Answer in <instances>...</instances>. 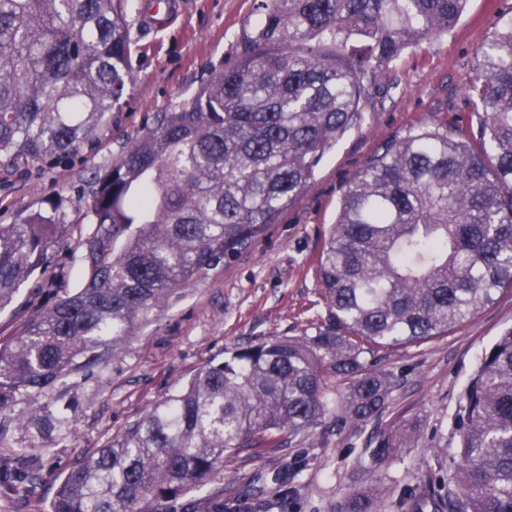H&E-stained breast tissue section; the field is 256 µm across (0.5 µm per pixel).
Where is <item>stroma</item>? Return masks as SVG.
I'll use <instances>...</instances> for the list:
<instances>
[{
	"label": "stroma",
	"instance_id": "35a3bbf8",
	"mask_svg": "<svg viewBox=\"0 0 512 512\" xmlns=\"http://www.w3.org/2000/svg\"><path fill=\"white\" fill-rule=\"evenodd\" d=\"M176 25L144 28L150 0H130L126 20L131 37L132 82L112 111L110 122L81 144L72 164L0 166V224L50 205H60L68 226V251L47 270L45 288L32 294L24 284L0 310V335L9 336L42 299L77 288L84 271L71 259L77 251L82 212L79 199L91 190L94 172L109 168L136 137L153 126L170 104L186 101L213 65H233L254 38L260 0H183ZM512 0H468L456 25L412 48L373 79L363 103V121L319 164L309 187L269 226L252 247L181 290L150 322L136 327L121 350L73 393L77 421L71 437L44 458L36 487L0 493V512H47L57 476L89 450L101 446L142 416L162 396L182 388L202 366L223 360L246 341L311 336L329 327L333 314L317 277L321 245L348 182L387 142L426 122L469 132L476 124L465 89L476 52ZM512 328V294L505 293L474 317L420 344L384 349L368 356L375 369L395 374L397 385L382 412L357 427L330 426L328 445L295 476L297 503L288 512H339L350 490L369 496L383 512L401 487L448 486L449 464L457 455L455 418L480 359ZM413 428L416 440L400 460L376 465L367 441L376 430ZM312 431L288 447L297 453L320 435ZM281 454L255 458L243 452L196 484L186 500L192 512H267L277 492L256 480L280 465ZM253 490L250 510L237 498Z\"/></svg>",
	"mask_w": 512,
	"mask_h": 512
}]
</instances>
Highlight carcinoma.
<instances>
[{"mask_svg":"<svg viewBox=\"0 0 512 512\" xmlns=\"http://www.w3.org/2000/svg\"><path fill=\"white\" fill-rule=\"evenodd\" d=\"M466 0H261L234 65L175 103L83 199L81 285L0 337V489L41 478L71 435L59 405L136 325L179 289L230 262L310 184L363 120L371 79L459 20ZM124 0H0V165L73 161L132 81ZM464 137L423 124L384 145L348 183L318 259L334 327L258 340L203 366L182 388L63 472L48 512H178L194 485L242 451L279 453L336 421L377 417L395 377L379 348L444 336L512 291V12L477 52ZM64 213L0 224V309L65 244ZM332 376H349L331 394ZM52 396L55 406L43 401ZM447 494H404L417 512H512V329L485 350L456 421ZM411 432H380L391 463ZM322 439L259 476L297 493ZM341 512H375L353 490Z\"/></svg>","mask_w":512,"mask_h":512,"instance_id":"obj_1","label":"carcinoma"}]
</instances>
